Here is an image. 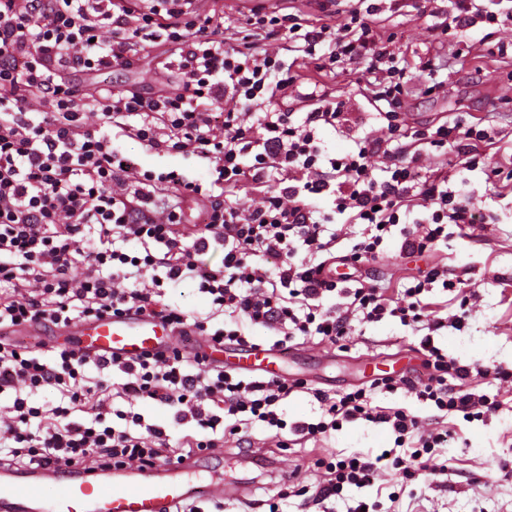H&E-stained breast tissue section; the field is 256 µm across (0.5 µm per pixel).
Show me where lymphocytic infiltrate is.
<instances>
[{
	"mask_svg": "<svg viewBox=\"0 0 512 512\" xmlns=\"http://www.w3.org/2000/svg\"><path fill=\"white\" fill-rule=\"evenodd\" d=\"M195 2L0 0V394L14 395L9 420H0V467L62 463L92 470L171 462L164 431L151 427L140 435L106 425V405L116 399L126 404L122 417L132 425L141 422L136 406L142 400L177 407L178 420L196 421L203 431L189 443L192 453L223 447L228 432L247 444L241 431L249 425L285 430L278 410L305 382L209 365L194 351L195 338L244 346L243 328L250 325L274 331L279 349L299 336L346 343L353 321L389 315L406 326L426 323L420 374L378 378L336 395L315 391L321 418L291 428L317 439L363 420L416 442L403 455L386 450L316 459L323 478L313 502L341 500L347 487L373 486L389 469L412 482L443 474L437 450L447 444L448 431L416 434L415 417L375 405L374 398L403 389L431 403L441 418L496 410L497 402L465 389L471 367L433 340L443 328H460L467 307L449 320L425 321L422 295L441 278L436 267L396 299L361 279L339 286L324 271L378 257L392 227L416 207L427 215L403 233L401 248L411 254L447 239L449 225L475 223L470 199L453 191L442 172L423 173L414 149L449 147L473 168L487 130L460 120L422 129L400 123L413 75L375 38L368 22L379 9L374 0L347 22L309 30L292 13L253 12L247 25L280 40L277 50L248 41L226 46L223 11L203 14ZM450 2L458 28L512 22V11L495 10L496 0ZM146 32L179 50L173 90L148 95L100 87L90 93L70 80L73 72L139 64L136 40ZM290 51L303 52L321 71L359 60L365 73H384L373 99L386 105L380 113L386 136L358 139L354 151L330 156L318 132L339 126V102L312 90V107L298 119L275 103L277 92L294 82L282 58ZM91 113L98 119L93 126ZM116 128L152 149L208 159L211 180L139 168L114 148ZM245 185L261 190L258 203L241 209L221 199V191ZM325 198L332 202L328 213L319 207ZM189 202L198 222L188 234L181 224ZM344 214L364 230L352 253L339 255L330 225ZM92 225L94 241L85 234ZM214 243L224 251L217 265L206 259ZM181 283L209 295L212 309L226 317L223 327L208 329L163 302L164 285ZM332 294L340 298L337 308L324 309ZM131 311L167 324L181 337V349L130 361L57 346L47 358L12 334L22 324L59 328ZM89 367L118 370L123 380L114 389L87 386ZM44 390L59 392L60 402L38 401Z\"/></svg>",
	"mask_w": 512,
	"mask_h": 512,
	"instance_id": "lymphocytic-infiltrate-1",
	"label": "lymphocytic infiltrate"
}]
</instances>
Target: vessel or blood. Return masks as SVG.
Returning a JSON list of instances; mask_svg holds the SVG:
<instances>
[{
	"label": "vessel or blood",
	"mask_w": 512,
	"mask_h": 512,
	"mask_svg": "<svg viewBox=\"0 0 512 512\" xmlns=\"http://www.w3.org/2000/svg\"><path fill=\"white\" fill-rule=\"evenodd\" d=\"M66 346L92 357L118 355L137 359L159 351L172 352L178 339L160 321L124 314L106 315L61 331ZM231 366L238 372L267 378L282 376V353L249 348L237 353ZM231 497L221 481L193 479L182 465L75 473L50 465L36 469H0V512H171L181 501L199 496Z\"/></svg>",
	"instance_id": "b4317fda"
}]
</instances>
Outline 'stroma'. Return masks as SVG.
<instances>
[{
  "mask_svg": "<svg viewBox=\"0 0 512 512\" xmlns=\"http://www.w3.org/2000/svg\"><path fill=\"white\" fill-rule=\"evenodd\" d=\"M260 1L270 11L293 7L304 23L314 26L343 22L358 6L357 0H333L324 11L317 0H198L197 6L203 12L223 9L224 40L233 47L246 35L245 20ZM449 8L448 0H400L399 11L375 16L370 25L391 51L403 54L416 70L400 110L407 126L476 118L487 128L492 143L485 149L484 166L466 169L451 164L442 151L430 147L421 150L422 166L447 172L452 189L471 197L477 221L449 225L447 242L420 256L403 252V237L400 231H393L384 254L361 264L360 270L393 292L404 287L409 277L425 275L435 267L447 269L454 286L448 290L441 283L432 284L424 295L430 311L433 316L446 318L464 301L471 315L461 329L441 330L434 342L461 364L482 369V376L469 381L468 386L496 400L499 407L469 420L459 415L442 420L414 394L402 390L377 394L376 405L406 409L418 416L423 430L448 429L451 438L439 451L448 472L413 482L387 472L373 486L349 488L345 500L336 503L335 512H346L360 501L373 505L376 512H512V382L495 380L492 375L497 368L512 370V30L481 24L441 34ZM145 52L140 66L78 73L74 80L151 92L173 86L177 81L175 46L150 41ZM287 59L298 79L279 93L280 109L308 111L305 95L318 83L343 104L342 125L326 127L320 133L330 153L347 152L356 138L380 135L383 122L377 119L376 105L364 91L360 69L340 63L333 73L322 77L296 53H288ZM427 59L433 60L434 70H419V62ZM112 143L143 168L176 169L202 180L210 177L207 162L155 152L121 132H113ZM488 165L501 168L499 180H487L484 168ZM421 338L417 328L387 317L374 323H355L354 339L346 349L316 339L293 345L288 351V370L292 377L308 380L310 388L292 393L282 406L288 424L283 432L287 450L275 451L274 438L262 427L249 431L253 447L273 450L272 467L266 469L260 462L244 460L232 436L225 438L223 448L193 458L203 478L252 485V494L246 500L226 503V512H269L274 503L279 512H323L322 506L302 498L283 500L278 495L281 478L290 476L307 486L319 481V472L301 467L300 459L374 456L395 448L396 435L390 427L363 420L343 424L317 441L293 434L291 427L319 418L321 406L313 390L333 394L360 386L366 363L385 364L404 357L410 359L413 370H420ZM137 410L144 424L167 434L172 447L184 448L200 435L195 423L176 422L175 408L148 401L140 403Z\"/></svg>",
  "mask_w": 512,
  "mask_h": 512,
  "instance_id": "obj_1",
  "label": "stroma"
}]
</instances>
